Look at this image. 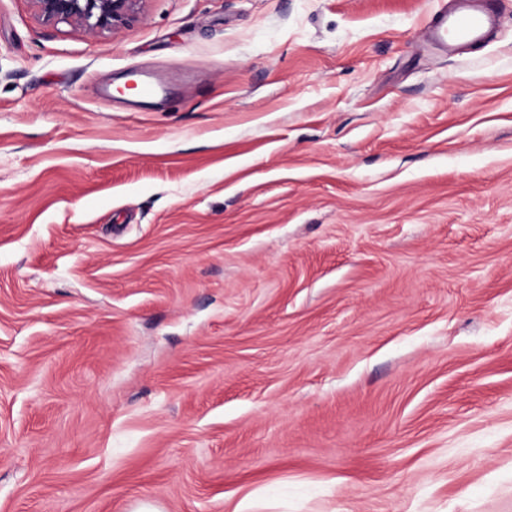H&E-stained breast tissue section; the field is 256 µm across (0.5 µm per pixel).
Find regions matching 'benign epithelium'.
<instances>
[{
    "label": "benign epithelium",
    "mask_w": 512,
    "mask_h": 512,
    "mask_svg": "<svg viewBox=\"0 0 512 512\" xmlns=\"http://www.w3.org/2000/svg\"><path fill=\"white\" fill-rule=\"evenodd\" d=\"M46 26L67 24L99 35L138 20L146 0H30Z\"/></svg>",
    "instance_id": "7a95c632"
}]
</instances>
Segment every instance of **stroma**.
<instances>
[{
	"label": "stroma",
	"instance_id": "stroma-1",
	"mask_svg": "<svg viewBox=\"0 0 512 512\" xmlns=\"http://www.w3.org/2000/svg\"><path fill=\"white\" fill-rule=\"evenodd\" d=\"M447 2L0 0V512H512V0ZM46 26L67 24L99 35L138 20L146 0H30ZM490 22V15L484 10H458L448 14L443 11L431 22V30L440 44L451 41L459 44L479 40Z\"/></svg>",
	"mask_w": 512,
	"mask_h": 512
}]
</instances>
